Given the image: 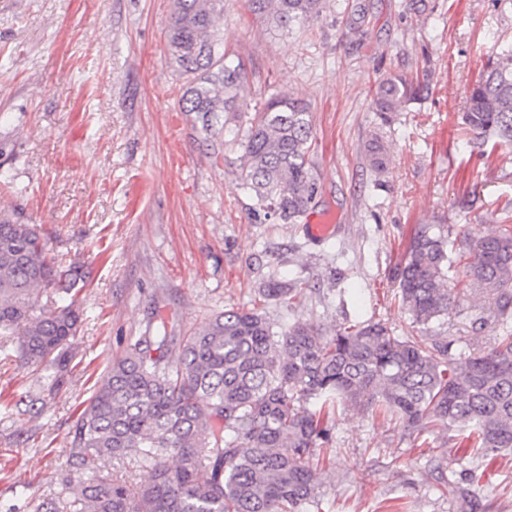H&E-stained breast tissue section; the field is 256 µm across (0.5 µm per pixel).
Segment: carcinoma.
<instances>
[{"label":"carcinoma","mask_w":512,"mask_h":512,"mask_svg":"<svg viewBox=\"0 0 512 512\" xmlns=\"http://www.w3.org/2000/svg\"><path fill=\"white\" fill-rule=\"evenodd\" d=\"M269 29L287 31L318 16L327 0H245ZM224 0H174L166 33L169 62L183 80L178 106L220 117H246L241 187L253 211L300 224L320 190L310 159V106L272 94L251 104L243 62L224 49ZM423 90L417 76L378 82L372 110L400 112ZM465 132L512 143V46H503L472 85ZM370 168L386 167L377 137L364 146ZM467 278L503 323L512 318V224L491 235L450 240L422 225L394 271L400 303L420 338L392 334L381 321L341 326L329 336L309 322L277 334L262 310L227 309L188 336H175L156 312L145 332L112 359L71 423L61 492L37 512H305L316 502V448L329 442L338 408H366L415 435L435 426L472 429L486 454L512 448V331L487 350L449 351L432 324L448 316L455 275ZM83 274L51 254L35 224L0 209V334L23 328L19 358L42 370L37 390L15 404L40 414L70 381V339L81 323L76 300L34 309L40 293L69 295ZM308 284L271 279L259 299L293 303ZM176 360H171L174 346ZM178 457L170 468L167 457ZM147 467L152 484L136 490L115 469Z\"/></svg>","instance_id":"obj_1"}]
</instances>
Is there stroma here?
<instances>
[{"instance_id":"obj_1","label":"stroma","mask_w":512,"mask_h":512,"mask_svg":"<svg viewBox=\"0 0 512 512\" xmlns=\"http://www.w3.org/2000/svg\"><path fill=\"white\" fill-rule=\"evenodd\" d=\"M331 2L275 35L244 0H224L244 96L279 92L312 107L315 212L334 213L339 226L317 243L304 225L254 214L238 186L234 132L175 108L182 82L165 42L173 0H0V175L12 180L0 209L39 225L50 252L85 274L72 381L39 417L10 413L35 374L16 355L17 336L0 335V512H34L55 495L73 417L144 330L149 306L185 336L251 307L274 276L310 286L298 306L266 305L274 331L361 318L406 337L415 329L392 274L414 227L477 238L497 224V202L512 200V145L484 149L459 123L497 46L512 44V0ZM358 4L355 33L346 20ZM420 71L421 99L381 122L370 106L375 80ZM376 135L388 155L379 174L363 155ZM455 284L461 301L445 330L459 350L490 348L496 330L469 324L482 294ZM456 436L430 431L422 448L382 415L338 411L320 450V512H512V449L490 460L458 448ZM444 478L472 499L449 498Z\"/></svg>"}]
</instances>
